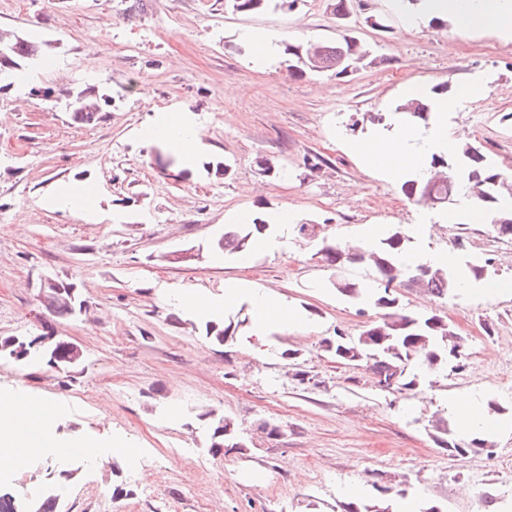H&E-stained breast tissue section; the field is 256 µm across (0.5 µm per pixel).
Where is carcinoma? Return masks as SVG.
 <instances>
[{"label":"carcinoma","mask_w":512,"mask_h":512,"mask_svg":"<svg viewBox=\"0 0 512 512\" xmlns=\"http://www.w3.org/2000/svg\"><path fill=\"white\" fill-rule=\"evenodd\" d=\"M294 4L295 0H227L233 11L242 14L290 9ZM49 47L45 41L0 29V77L12 78L0 84V91L26 84L29 67L48 64ZM285 54L293 73L299 77L309 71H330L338 78H345L374 61L371 46L352 36L325 45L290 44L285 47ZM29 94L51 103L65 99L74 122L84 127L99 123L112 106V96L104 86L77 87L66 91L61 98L50 87L42 92L32 87ZM434 116L433 98L427 97L408 100L391 112H377L370 120L388 131L401 122L427 128ZM397 190L408 201L430 208L444 206L458 196L471 199L491 217V225L499 236L512 239V170L488 159L475 143L466 142L452 154H424L423 168L407 174L397 184ZM270 232L268 219L258 214L246 224L224 228L215 248L230 253L248 252ZM409 243L410 237L402 229L394 228L386 230L367 248L354 251L324 239L318 250L321 260L333 271L332 285L336 292L382 311L380 320L356 337L336 332V336L325 342L326 351L338 360L365 363L378 379L397 375L394 388L398 391H411L417 385V375L409 373V365L420 363L435 369L460 356L463 348L462 338L445 317L436 313L413 316L403 310L400 288L423 291L438 298L451 296L458 288V283L448 278L446 269L428 263L402 264L401 257L408 252ZM356 264L373 271V283L343 275L344 270ZM488 266L487 260H464L466 274L475 283L487 280ZM63 287L71 289L73 297L50 292L44 298L46 309L61 318L80 314L86 299L74 284L65 281ZM242 325L243 321L232 316L219 322L207 320L205 336L222 345ZM207 416L214 425L208 450L217 455L236 437V425L226 416L216 418L211 412ZM433 429L439 444L459 454L467 453L470 448H483L490 442L487 435L468 443L456 441L455 429L446 418L438 419ZM382 493L383 497L372 502L350 501L344 504L343 512H394L391 499L385 496L387 490ZM0 512H61L60 498L52 492L21 497L0 486Z\"/></svg>","instance_id":"1"}]
</instances>
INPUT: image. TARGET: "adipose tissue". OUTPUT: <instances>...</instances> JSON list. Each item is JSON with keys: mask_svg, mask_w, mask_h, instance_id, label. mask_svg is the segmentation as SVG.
Returning a JSON list of instances; mask_svg holds the SVG:
<instances>
[{"mask_svg": "<svg viewBox=\"0 0 512 512\" xmlns=\"http://www.w3.org/2000/svg\"><path fill=\"white\" fill-rule=\"evenodd\" d=\"M391 4L394 10L403 13V28L408 32L418 27L422 15L445 13L453 18L459 34L491 31L512 38V0H422L416 12L407 11L404 0H391ZM454 106V100L438 98L435 102L437 116L429 129L403 123L396 125L392 131L352 142L349 149L366 169L382 172L390 181H399L408 169L421 166V155L413 150L415 143H423L426 150L431 152L450 153L464 139V131L448 128V113ZM145 136L167 143L186 159L194 157L203 144L201 125L182 109L158 115L147 127ZM173 297L200 314L217 313L242 303L248 304L252 316L251 332L261 340L266 339L276 325L292 330L302 327V318L297 311L254 285L241 282L227 284L223 296L219 298L188 290L176 291ZM450 406L461 431L471 433L481 429L492 433L512 428V418L504 417L497 422L486 420L476 397H456ZM64 418L65 412L59 407H43L24 396L1 394L0 468L14 470L23 466L27 453L39 448H78L93 460L102 446L123 450L128 447L126 440L120 437L112 438L106 444L89 436L59 440L56 427Z\"/></svg>", "mask_w": 512, "mask_h": 512, "instance_id": "adipose-tissue-1", "label": "adipose tissue"}]
</instances>
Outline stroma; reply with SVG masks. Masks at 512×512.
Listing matches in <instances>:
<instances>
[{
	"label": "stroma",
	"mask_w": 512,
	"mask_h": 512,
	"mask_svg": "<svg viewBox=\"0 0 512 512\" xmlns=\"http://www.w3.org/2000/svg\"><path fill=\"white\" fill-rule=\"evenodd\" d=\"M0 0V28L39 32L53 62L31 80L56 92L102 85L112 108L97 125L15 86L0 92V336L53 334L84 351L79 372L0 359V393L60 404V439L123 436L137 466L88 460L78 449L36 451L10 488L56 487L64 512H341L347 487L362 500L408 481L409 495L441 512H512V431L459 455L434 440L433 422L459 393L494 398L512 413V292L437 298L401 290L402 308L448 318L464 337L458 364L418 369V389L377 386L361 363L324 347L336 332L355 337L378 309L337 293L319 240L289 232L280 251L249 259L213 249L232 214L293 208L324 224L329 239L356 244L365 225L431 224L428 246L489 259V279L512 282V239L467 215L410 203L395 183L369 173L345 147L371 134L368 117L392 111L402 85L424 92L479 81L484 93L449 112L491 159L512 166V40L461 36L421 21L404 31L389 0H370L385 31L363 14L336 18L332 0L243 15L224 0ZM246 27L289 33L290 43L332 42L351 33L371 44L377 64L336 78L290 75L287 56L254 64L236 34ZM154 109L145 111L143 97ZM185 108L205 127L204 146L185 178L155 163L166 143L143 132L156 113ZM270 161L276 174L262 171ZM229 164L228 175L214 163ZM62 187L97 193L103 219L41 201ZM46 278L73 282L87 314L59 318L38 294ZM244 281L302 314V330L265 343L239 332L208 340L204 319L170 291L214 296ZM231 418L244 449L207 451L208 413ZM280 426L267 437L263 422Z\"/></svg>",
	"instance_id": "35a3bbf8"
}]
</instances>
